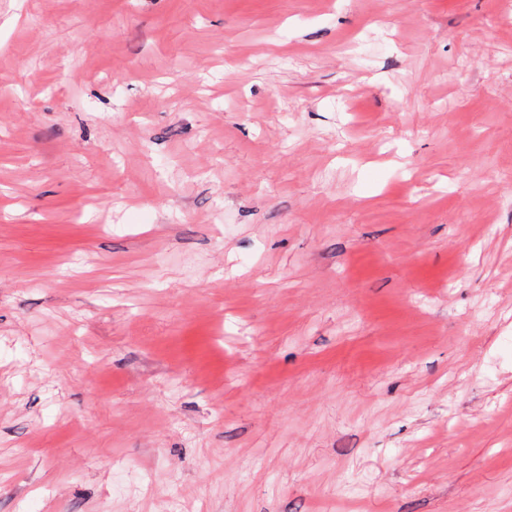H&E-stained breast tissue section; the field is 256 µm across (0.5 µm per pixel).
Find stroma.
Returning <instances> with one entry per match:
<instances>
[{"label": "stroma", "mask_w": 512, "mask_h": 512, "mask_svg": "<svg viewBox=\"0 0 512 512\" xmlns=\"http://www.w3.org/2000/svg\"><path fill=\"white\" fill-rule=\"evenodd\" d=\"M505 172L512 0H0V512H512Z\"/></svg>", "instance_id": "stroma-1"}]
</instances>
